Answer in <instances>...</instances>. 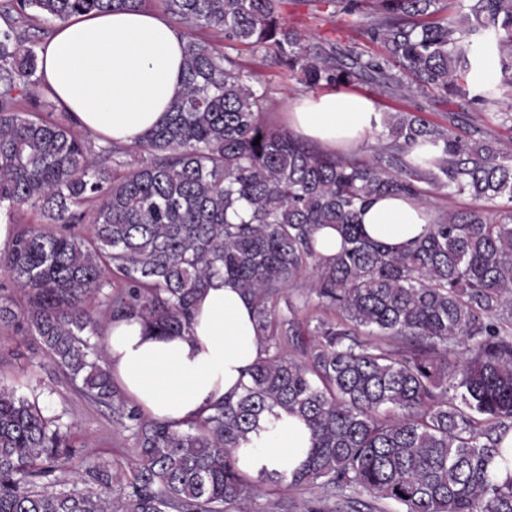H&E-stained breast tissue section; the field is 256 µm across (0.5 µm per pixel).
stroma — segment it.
<instances>
[{"mask_svg": "<svg viewBox=\"0 0 512 512\" xmlns=\"http://www.w3.org/2000/svg\"><path fill=\"white\" fill-rule=\"evenodd\" d=\"M284 13L296 22L310 43L332 38L357 46L358 50L376 52V45L366 42L357 24H345L321 14L314 0H289ZM227 53L244 67L261 71L268 103L261 113L266 124L281 127L285 118L281 110L282 97L306 94L307 88L287 71L261 60L260 56L237 46ZM350 91L377 97L381 110L412 111L437 124H449L458 134H465L472 125H481L488 137L500 141L504 151L512 154V128L495 119L485 118L473 104L463 97L449 98L430 92L413 99L399 96H376L367 80L350 84ZM0 381L14 385L20 394L38 402L45 416L61 419L71 428L75 443L68 463L70 472L81 470L85 461L99 456L125 460L133 453L135 440L113 416L110 408L85 398L59 371L43 352L35 339L18 342L12 332L0 330ZM315 486L291 488L281 486L279 491H260L251 504V512H297L305 501L322 496Z\"/></svg>", "mask_w": 512, "mask_h": 512, "instance_id": "35a3bbf8", "label": "stroma"}]
</instances>
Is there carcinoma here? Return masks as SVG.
Segmentation results:
<instances>
[{"mask_svg": "<svg viewBox=\"0 0 512 512\" xmlns=\"http://www.w3.org/2000/svg\"><path fill=\"white\" fill-rule=\"evenodd\" d=\"M443 2L376 0L362 23L374 54L313 47L284 0L162 5L172 23L261 52L310 89L363 77L381 96L436 91L512 123V0H457L450 15ZM145 5L0 0V213L33 208L46 223L17 226L0 249V271L25 297H0V328L35 337L136 445L131 463L101 457L71 479L69 429L0 382V512H244L285 481L325 490L304 512H512V453L501 448L512 430V156L478 126L462 137L416 112L383 113L367 155L324 154L260 121V72L191 35L168 116L93 160L88 136L50 105L19 108L39 82L27 29ZM320 5L330 17L360 13V0ZM488 47L499 79L478 83L474 62ZM124 155L136 165L119 177L112 165ZM440 190L473 205L441 215L405 251L366 237L359 214L371 200L427 204ZM88 202L97 208L84 235L75 228ZM324 226L343 240L329 261L314 239ZM220 274L252 302L264 357L205 419L186 429L152 421L90 344L103 319L87 301L179 332ZM307 275L308 291L289 293ZM311 301L324 313L314 324L296 315ZM277 408L306 422L312 446L292 476L251 481L236 451ZM495 456L501 483L488 473Z\"/></svg>", "mask_w": 512, "mask_h": 512, "instance_id": "carcinoma-1", "label": "carcinoma"}]
</instances>
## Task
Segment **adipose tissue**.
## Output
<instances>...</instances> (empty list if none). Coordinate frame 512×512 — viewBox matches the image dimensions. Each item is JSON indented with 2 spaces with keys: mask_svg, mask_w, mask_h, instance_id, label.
Returning a JSON list of instances; mask_svg holds the SVG:
<instances>
[{
  "mask_svg": "<svg viewBox=\"0 0 512 512\" xmlns=\"http://www.w3.org/2000/svg\"><path fill=\"white\" fill-rule=\"evenodd\" d=\"M186 36L143 8L111 11L59 25L39 54L45 91L76 128L100 141L132 144L157 126L183 90ZM290 131L324 153L346 152L378 130L381 110L365 95L328 90L287 99ZM366 235L402 249L427 234L430 206L401 196L376 198L361 215ZM114 382L141 413L186 428L241 393L263 355L254 309L237 283L209 280L190 310V326L160 334L138 318L101 331ZM310 432L298 417L265 416L237 451L252 479L292 474L305 461Z\"/></svg>",
  "mask_w": 512,
  "mask_h": 512,
  "instance_id": "1",
  "label": "adipose tissue"
}]
</instances>
